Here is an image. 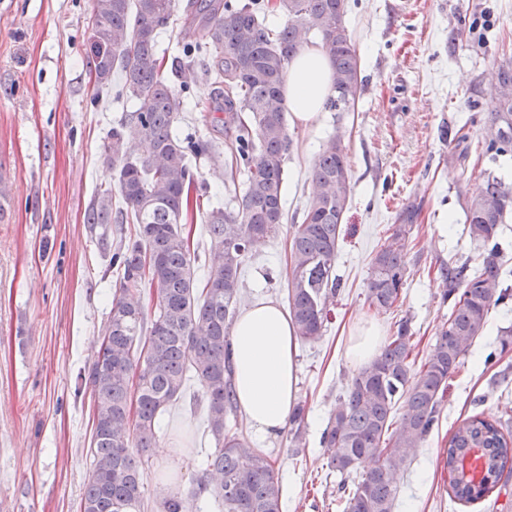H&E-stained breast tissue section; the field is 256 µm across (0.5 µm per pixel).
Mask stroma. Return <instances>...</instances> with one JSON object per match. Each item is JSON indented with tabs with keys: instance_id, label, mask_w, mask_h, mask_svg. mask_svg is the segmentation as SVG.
Wrapping results in <instances>:
<instances>
[{
	"instance_id": "stroma-1",
	"label": "stroma",
	"mask_w": 512,
	"mask_h": 512,
	"mask_svg": "<svg viewBox=\"0 0 512 512\" xmlns=\"http://www.w3.org/2000/svg\"><path fill=\"white\" fill-rule=\"evenodd\" d=\"M93 0H0V512H80L90 476L93 398L87 382L108 320L117 274L86 222L97 189L116 183L104 145L123 103L95 101L87 66ZM362 91L347 112L289 122L284 220L253 247L241 270L239 306L259 298L287 305L289 246L312 196L311 168L338 135L351 196L336 256L340 291L322 337L298 344L304 446L287 432L262 442L285 495V512H339V474L320 437L356 371L346 349L362 322L391 334L410 322L424 360L448 318L438 269L476 258L462 203L512 156L478 148L491 135L496 99L488 74L512 58V0H348ZM419 216L406 240L409 278L391 309L370 307L371 261L407 207ZM512 301L492 309L486 329L448 383L435 427L414 449L394 512H502L512 483L470 507L450 501L444 450L459 419L473 414L512 426ZM494 363H486L488 353ZM145 495L163 478L191 489L213 441L204 410L181 401L161 418Z\"/></svg>"
}]
</instances>
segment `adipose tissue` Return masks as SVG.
Listing matches in <instances>:
<instances>
[{
    "instance_id": "ef3b65f1",
    "label": "adipose tissue",
    "mask_w": 512,
    "mask_h": 512,
    "mask_svg": "<svg viewBox=\"0 0 512 512\" xmlns=\"http://www.w3.org/2000/svg\"><path fill=\"white\" fill-rule=\"evenodd\" d=\"M332 67L322 49L307 46L288 65L284 94L296 122L315 123L333 94ZM234 388L253 434L277 436L300 397L298 338L278 303L259 299L247 306L231 329Z\"/></svg>"
}]
</instances>
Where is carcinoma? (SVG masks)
Instances as JSON below:
<instances>
[{
  "mask_svg": "<svg viewBox=\"0 0 512 512\" xmlns=\"http://www.w3.org/2000/svg\"><path fill=\"white\" fill-rule=\"evenodd\" d=\"M347 0H94L88 38L95 98L130 103L112 127L105 150L112 156L120 200L112 188L97 191L89 224H134L135 238L100 248L111 253L118 274L104 340L88 380L93 396L92 473L80 512H144L143 474L160 433V417L182 397L187 381L202 389L207 428L214 448L201 460L196 486L173 484L150 512H198L209 494L222 512H282L283 486L266 454L232 429L237 414L230 327L239 299L240 272L251 242L277 232L283 223L284 161L288 133L283 76L290 60L314 32L331 61L335 96L326 107L347 112L361 90L359 64L346 24ZM287 20L271 27L266 15ZM182 24L184 41L172 67L188 71L194 59L211 60L206 78L215 86L212 104L224 111L226 146L212 136L180 139L181 112L209 106L177 92L163 76L160 30ZM496 108L483 153L512 155V62L490 75ZM147 142L140 164L128 163ZM224 159L230 182L242 177L234 206L201 209L194 200L196 172L189 156ZM312 178L319 190L290 242L288 313L297 336L323 335L327 305L336 297L337 243L351 185L341 138L331 137L315 158ZM467 232L484 249L477 267L450 262L439 269L446 285L442 302L448 321L429 356L414 369V336L408 320L398 322L379 354L348 383L321 435L330 451L327 466L340 474L343 512H393L412 448L438 425L448 379L472 342L482 335L492 308L512 299L501 279L496 238L512 215V184L487 177L463 205ZM417 216L409 209L371 262L367 300L388 310L406 282V239ZM199 218L209 234V265L197 280L188 221ZM148 295L153 318L140 306ZM291 443L302 447L305 407L289 419ZM448 496L474 504L500 493L512 477V432L500 420L474 416L453 431L445 450ZM370 462L363 472L359 466Z\"/></svg>",
  "mask_w": 512,
  "mask_h": 512,
  "instance_id": "obj_1",
  "label": "carcinoma"
}]
</instances>
